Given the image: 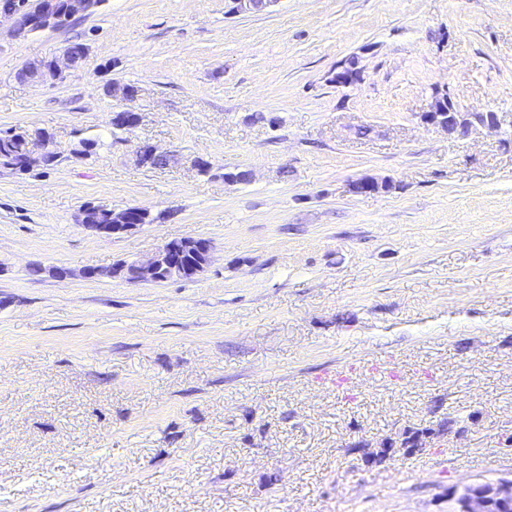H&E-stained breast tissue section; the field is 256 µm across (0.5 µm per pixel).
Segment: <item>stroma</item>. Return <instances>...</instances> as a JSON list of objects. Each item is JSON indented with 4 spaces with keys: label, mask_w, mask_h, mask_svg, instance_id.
Instances as JSON below:
<instances>
[{
    "label": "stroma",
    "mask_w": 512,
    "mask_h": 512,
    "mask_svg": "<svg viewBox=\"0 0 512 512\" xmlns=\"http://www.w3.org/2000/svg\"><path fill=\"white\" fill-rule=\"evenodd\" d=\"M10 28L0 131L58 159L0 172V512H448L512 478V0H103ZM72 43L64 82L18 79ZM439 90L497 128L425 123ZM89 205L155 221L105 236ZM188 234L214 245L194 279L86 275ZM9 136L15 138L14 141L20 142L21 151L7 167L1 165L4 169L13 172L26 171L40 164L55 162L58 158L54 138L48 132L12 133Z\"/></svg>",
    "instance_id": "35a3bbf8"
}]
</instances>
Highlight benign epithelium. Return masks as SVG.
I'll return each mask as SVG.
<instances>
[{
	"label": "benign epithelium",
	"mask_w": 512,
	"mask_h": 512,
	"mask_svg": "<svg viewBox=\"0 0 512 512\" xmlns=\"http://www.w3.org/2000/svg\"><path fill=\"white\" fill-rule=\"evenodd\" d=\"M59 0H0V15L12 21V34L21 35L25 31L37 32L56 29L63 19L71 20L78 16H86L94 12L102 0H66L67 6L57 7ZM278 0H227L228 13L243 15L264 11ZM88 52L85 44L68 46L60 58L42 60L25 66L20 78L38 83H55L63 81L68 74L76 71ZM457 107L448 101V110L435 113V118L428 123L439 126L448 132H455L458 127L456 118ZM140 113L130 107H124L113 113L112 124L119 130L130 131L139 125ZM11 137L21 144L17 158L9 163L7 169L17 172L26 171L40 164L54 162L58 158L54 138L45 131L34 134L13 133ZM169 162L170 155L158 150L157 147L144 144L137 151V161L142 166H149L152 160ZM131 208L111 209L110 224H92L90 228L107 235L126 233L136 225L125 223L127 212ZM213 245L210 240L202 237L186 235L168 241L160 247L147 261H132L120 267L93 269L86 272L89 277L121 278L132 282H163L168 279L181 280L183 277L195 278L203 271L207 261L200 263L186 259L189 252L206 258L212 256ZM449 493L458 495L460 512H493L497 505L512 502V479L497 482L473 483L461 489L453 487Z\"/></svg>",
	"instance_id": "1"
}]
</instances>
